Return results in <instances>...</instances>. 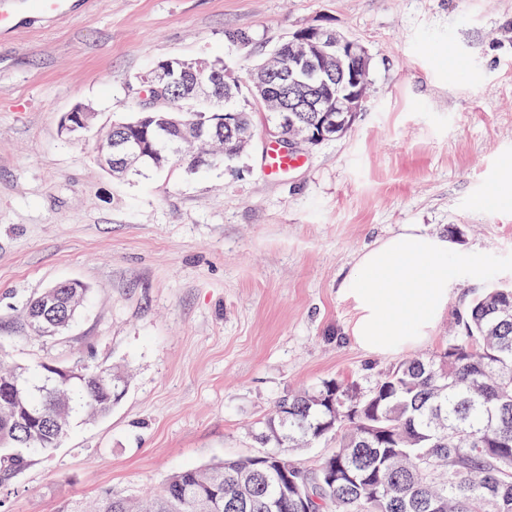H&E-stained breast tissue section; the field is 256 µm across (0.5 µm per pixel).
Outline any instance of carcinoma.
<instances>
[{"label":"carcinoma","mask_w":512,"mask_h":512,"mask_svg":"<svg viewBox=\"0 0 512 512\" xmlns=\"http://www.w3.org/2000/svg\"><path fill=\"white\" fill-rule=\"evenodd\" d=\"M176 59L168 98L137 108L112 124V137L142 151L139 163L103 169L116 178L173 165L198 168L197 150L230 163L250 143L259 106L244 81L222 95H187ZM292 78L272 80L267 115ZM88 288L63 281L28 306V325L52 317L49 332L74 320ZM461 333L427 357H408L360 391L328 380L290 393L262 422L256 439L267 450L174 473L146 504L102 496L94 512H512V285L478 294L461 315ZM125 391L110 371L59 377L43 365L0 372V487L29 467L35 455L61 441L78 413L105 416ZM332 440L336 449L314 471L294 453Z\"/></svg>","instance_id":"obj_1"}]
</instances>
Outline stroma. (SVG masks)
<instances>
[{
  "label": "stroma",
  "mask_w": 512,
  "mask_h": 512,
  "mask_svg": "<svg viewBox=\"0 0 512 512\" xmlns=\"http://www.w3.org/2000/svg\"><path fill=\"white\" fill-rule=\"evenodd\" d=\"M0 361L123 372L103 418L75 416L61 442L0 493V512H88L106 491L158 494L175 472L258 454L254 423L288 391L341 379L369 388L395 357L360 350L342 288L360 252L406 225L450 236L455 269L437 351L496 282L512 283V205L475 199L512 176V0H88L35 19L0 0ZM321 24L372 57L361 112L304 166L263 169L254 126L230 164L115 179L96 131L135 109L137 76L174 57L238 76L289 33ZM228 29L253 35L245 47ZM95 114L76 140V105ZM77 280L88 294L59 336L28 302Z\"/></svg>",
  "instance_id": "35a3bbf8"
}]
</instances>
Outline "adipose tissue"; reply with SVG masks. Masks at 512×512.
Instances as JSON below:
<instances>
[{
    "label": "adipose tissue",
    "instance_id": "obj_1",
    "mask_svg": "<svg viewBox=\"0 0 512 512\" xmlns=\"http://www.w3.org/2000/svg\"><path fill=\"white\" fill-rule=\"evenodd\" d=\"M448 238L407 226L357 258L344 290L354 342L392 355L427 341L448 309L454 278Z\"/></svg>",
    "mask_w": 512,
    "mask_h": 512
}]
</instances>
